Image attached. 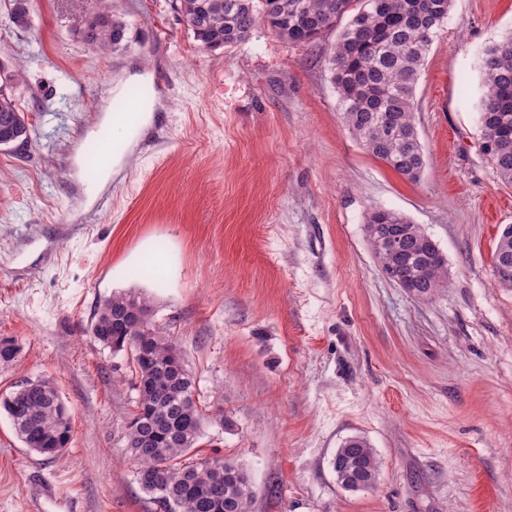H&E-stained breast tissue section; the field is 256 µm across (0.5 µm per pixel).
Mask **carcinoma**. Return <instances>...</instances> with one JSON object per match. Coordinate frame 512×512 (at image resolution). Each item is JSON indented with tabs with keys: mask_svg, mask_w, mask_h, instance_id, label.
I'll list each match as a JSON object with an SVG mask.
<instances>
[{
	"mask_svg": "<svg viewBox=\"0 0 512 512\" xmlns=\"http://www.w3.org/2000/svg\"><path fill=\"white\" fill-rule=\"evenodd\" d=\"M196 40L210 49L247 41L257 23L291 44L312 45L350 12L352 0H173ZM451 0H363L325 58L344 123L373 157L410 182L419 179L425 157L414 124V97L430 47L448 20ZM17 28L30 24L29 0H10L7 13ZM126 23L98 11L82 37L117 48ZM19 70L0 63V138L11 147L30 141L25 112L11 84ZM485 93L480 108L481 151L499 179L512 184V37L488 47L483 57ZM366 238L390 260L399 279L414 278L415 296L428 299L448 287L446 261L432 238L399 211L374 209ZM493 266L499 284L512 287V224L497 237ZM105 347L131 355L138 404L126 422V453L137 463V479L161 512H249L252 490L237 461L212 456L182 463L204 435L205 417L193 398L195 381L183 350L152 322L148 302L114 295L100 306L91 325ZM3 407L30 450L60 456L71 439V414L53 384L41 379L19 386ZM338 482L357 479L366 488L378 478L370 443L352 436L332 459Z\"/></svg>",
	"mask_w": 512,
	"mask_h": 512,
	"instance_id": "obj_1",
	"label": "carcinoma"
}]
</instances>
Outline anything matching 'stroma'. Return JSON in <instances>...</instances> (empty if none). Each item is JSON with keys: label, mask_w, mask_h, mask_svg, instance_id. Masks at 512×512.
Masks as SVG:
<instances>
[{"label": "stroma", "mask_w": 512, "mask_h": 512, "mask_svg": "<svg viewBox=\"0 0 512 512\" xmlns=\"http://www.w3.org/2000/svg\"><path fill=\"white\" fill-rule=\"evenodd\" d=\"M106 7L127 23L108 53L81 30ZM0 57L30 143L0 150V398L54 383L72 414L65 452H30L0 409V512H157L125 453L131 358L100 344L102 302L149 300L184 350L209 420L192 459L236 460L251 512H512V288L493 271L512 185L480 150L485 49L512 36V0H453L415 93L426 166L410 182L350 135L321 54L264 24L217 50L171 0H30ZM149 77L160 105L104 187L95 223L89 134ZM389 208L443 252L448 286L418 299L366 239ZM225 415L227 425L216 424ZM379 460L352 492L330 461L348 437Z\"/></svg>", "instance_id": "stroma-1"}]
</instances>
